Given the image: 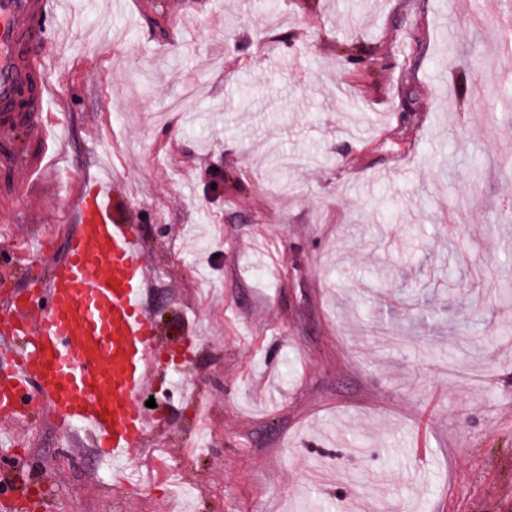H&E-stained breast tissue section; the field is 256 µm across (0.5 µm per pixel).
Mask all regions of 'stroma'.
I'll use <instances>...</instances> for the list:
<instances>
[{
  "instance_id": "1",
  "label": "stroma",
  "mask_w": 512,
  "mask_h": 512,
  "mask_svg": "<svg viewBox=\"0 0 512 512\" xmlns=\"http://www.w3.org/2000/svg\"><path fill=\"white\" fill-rule=\"evenodd\" d=\"M150 2L60 0L66 175L0 208V301L41 284L11 253L64 256L75 171L118 179L161 333L195 339L198 395L136 453L185 492L62 455L39 410L0 512H512V0Z\"/></svg>"
}]
</instances>
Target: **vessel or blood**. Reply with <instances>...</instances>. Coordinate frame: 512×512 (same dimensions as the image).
I'll list each match as a JSON object with an SVG mask.
<instances>
[{"label":"vessel or blood","instance_id":"obj_1","mask_svg":"<svg viewBox=\"0 0 512 512\" xmlns=\"http://www.w3.org/2000/svg\"><path fill=\"white\" fill-rule=\"evenodd\" d=\"M54 0H0V172L9 190L0 206H27L32 174L46 172L47 149L64 152L43 119L46 96L37 89L28 114L16 110L31 73L47 69L44 47ZM42 152L16 147L17 131ZM85 192L62 196L74 231L64 259L53 266L39 299L0 311V342L13 352L0 367V419L16 418L31 398L41 400L63 434L88 431L100 456L120 460L159 428L145 405L154 387L185 393L171 381L165 340L147 300L152 265L138 227L118 210L120 185L82 172Z\"/></svg>","mask_w":512,"mask_h":512}]
</instances>
